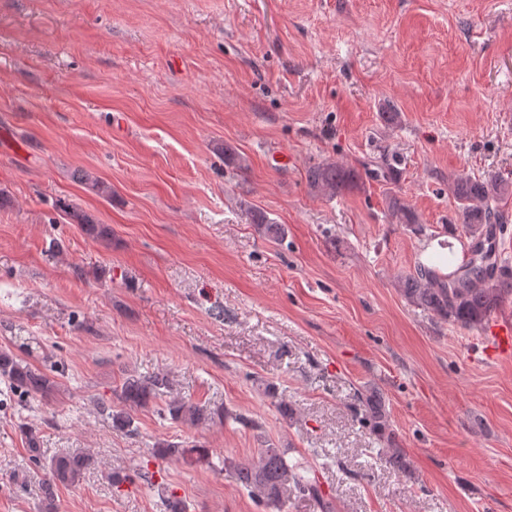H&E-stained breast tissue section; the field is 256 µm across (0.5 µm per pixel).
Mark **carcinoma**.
<instances>
[{
    "label": "carcinoma",
    "mask_w": 512,
    "mask_h": 512,
    "mask_svg": "<svg viewBox=\"0 0 512 512\" xmlns=\"http://www.w3.org/2000/svg\"><path fill=\"white\" fill-rule=\"evenodd\" d=\"M400 166L399 155L384 153L376 161L375 175L394 183L399 180ZM305 179L310 191L335 197L356 186L360 174L355 168L326 162L308 167ZM448 194L458 205L466 235L473 240L471 258L449 274L441 273L436 266L419 263L402 278L401 292L413 307L452 325L479 331L505 303L512 301V259L503 252L485 248L486 241L504 230L506 220L501 202L512 196V181L497 176L476 178L457 173L448 177ZM59 207L74 215L88 236L106 238L110 235L107 225L98 224L78 213L73 204L61 201ZM387 209L396 223L405 224L418 234L423 232L418 217L398 194L388 195ZM0 377L7 379L9 396L18 391L27 396H45L56 388L52 368H38L9 349L0 350ZM171 390L169 376L165 373L128 375L120 386L123 408L114 409L109 414L112 427L134 432L130 411L147 407L163 396L169 397L165 412L173 420L199 425L216 418L224 419V411L185 403L171 396ZM358 400L359 419L363 426L387 436V442L393 446L388 463L399 471L405 470V458L395 448V437L390 431L383 394L376 388H369L360 393ZM22 432L31 460L40 462L39 430L27 425L22 427ZM156 454L175 457L188 465L209 461V449L195 446L182 448L162 443L157 445ZM286 454L287 450L268 444L259 449L258 456L251 461L224 458L223 470L258 505L281 512L288 502V495L293 494L312 500L321 512H329L330 503L324 498L317 480L310 477L311 470L299 462L288 463ZM90 465L89 457L71 454L51 460L47 469L51 481L75 484Z\"/></svg>",
    "instance_id": "1"
}]
</instances>
